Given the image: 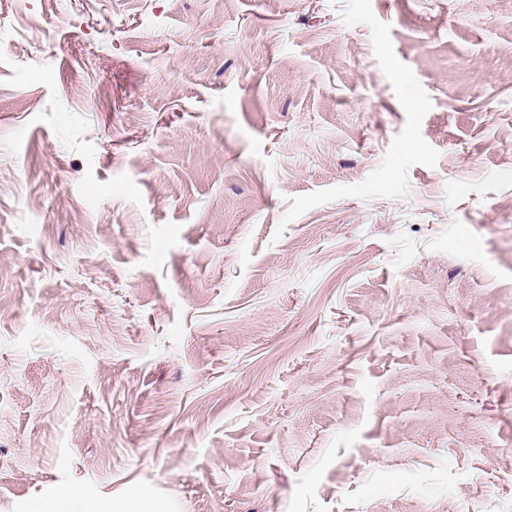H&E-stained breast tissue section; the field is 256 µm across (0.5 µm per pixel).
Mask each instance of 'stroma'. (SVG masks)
Returning <instances> with one entry per match:
<instances>
[{
	"label": "stroma",
	"mask_w": 512,
	"mask_h": 512,
	"mask_svg": "<svg viewBox=\"0 0 512 512\" xmlns=\"http://www.w3.org/2000/svg\"><path fill=\"white\" fill-rule=\"evenodd\" d=\"M506 0H0V512H512ZM137 502H106L101 507H97L99 512H163L164 508L143 497L138 498ZM138 510H130V509Z\"/></svg>",
	"instance_id": "35a3bbf8"
}]
</instances>
